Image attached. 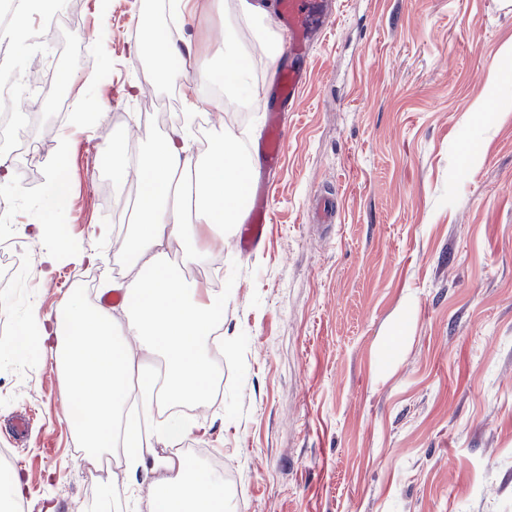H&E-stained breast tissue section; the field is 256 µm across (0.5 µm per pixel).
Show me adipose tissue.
<instances>
[{
  "label": "adipose tissue",
  "instance_id": "1",
  "mask_svg": "<svg viewBox=\"0 0 512 512\" xmlns=\"http://www.w3.org/2000/svg\"><path fill=\"white\" fill-rule=\"evenodd\" d=\"M170 7L181 20L199 14L224 20L223 40L196 58L204 80L212 75L211 63L220 64L224 94L216 98L217 106L242 104L251 95L248 45L262 49L266 75L274 77L284 39L273 26L267 0H171ZM189 51L183 38L167 35L149 16L131 48L135 59L152 55L161 84L172 78L169 61ZM193 123V113H185L148 156L124 155L113 164L116 183H123L131 170L140 183L137 227L118 239L113 251L132 279L108 285L123 297L122 316L70 292L56 317L39 324L72 397L84 405L79 435L88 450L87 462L109 450L115 418L123 416L125 438L141 441L127 460L130 474L157 469L170 473L166 484L149 488L157 512H224L223 479L193 476L188 461L154 451L158 444L177 447L190 432V423L176 420L148 431L142 423L163 402L206 398L214 372L209 344L224 314L223 289L185 282L167 265L166 254L177 241L190 262L207 261L214 248L223 246L241 210L244 188L256 175L254 162L248 161L233 132H225L206 154L192 153L185 143ZM133 338L138 348H131Z\"/></svg>",
  "mask_w": 512,
  "mask_h": 512
}]
</instances>
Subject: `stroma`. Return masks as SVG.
I'll return each mask as SVG.
<instances>
[{
    "label": "stroma",
    "instance_id": "obj_1",
    "mask_svg": "<svg viewBox=\"0 0 512 512\" xmlns=\"http://www.w3.org/2000/svg\"><path fill=\"white\" fill-rule=\"evenodd\" d=\"M44 44L46 107L29 141L55 164L16 155L0 197L32 246L30 280L0 292L19 333L56 314L78 278L101 286L121 221L96 191L116 149L145 153L189 107L200 150L225 130L263 136L261 97L222 111L193 57L168 85L134 59L135 0H81L75 26ZM512 46V0H337L284 136L264 244L233 240L212 261L231 286L219 373L192 404L196 470L224 462L230 512H512V82L492 70ZM103 111L79 124L84 102ZM331 191L337 220L311 206ZM97 253L90 263L86 254ZM70 392L43 346L0 344V448L25 487L17 512H155L165 473L85 479ZM31 418L24 444L10 431Z\"/></svg>",
    "mask_w": 512,
    "mask_h": 512
}]
</instances>
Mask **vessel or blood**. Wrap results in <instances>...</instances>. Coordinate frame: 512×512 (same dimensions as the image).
I'll use <instances>...</instances> for the list:
<instances>
[{
	"mask_svg": "<svg viewBox=\"0 0 512 512\" xmlns=\"http://www.w3.org/2000/svg\"><path fill=\"white\" fill-rule=\"evenodd\" d=\"M329 18V0H279L278 21L291 35L288 46L291 61L284 64L276 80L264 92L267 127L255 152L268 169L276 170L280 167L285 115L295 108L307 80L306 69L297 67L296 62L309 58L310 49L325 29ZM271 220L269 191L266 186H256L238 223L235 237L238 251L245 254L260 245L266 237Z\"/></svg>",
	"mask_w": 512,
	"mask_h": 512,
	"instance_id": "1",
	"label": "vessel or blood"
}]
</instances>
